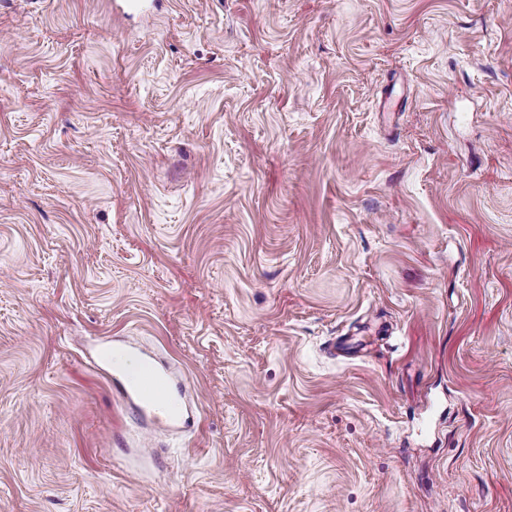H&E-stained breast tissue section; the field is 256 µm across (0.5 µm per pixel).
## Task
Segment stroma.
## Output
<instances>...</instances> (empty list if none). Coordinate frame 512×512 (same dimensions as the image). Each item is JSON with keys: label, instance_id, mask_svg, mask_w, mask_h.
Segmentation results:
<instances>
[{"label": "stroma", "instance_id": "35a3bbf8", "mask_svg": "<svg viewBox=\"0 0 512 512\" xmlns=\"http://www.w3.org/2000/svg\"><path fill=\"white\" fill-rule=\"evenodd\" d=\"M0 512H512V0H0ZM118 349L133 358L134 366L129 370L120 364L112 365L113 399L140 422L168 430L190 431L194 414L184 384L176 382L154 358L123 346ZM161 400L172 401L173 410L162 415Z\"/></svg>", "mask_w": 512, "mask_h": 512}]
</instances>
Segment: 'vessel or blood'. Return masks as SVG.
<instances>
[{"label":"vessel or blood","mask_w":512,"mask_h":512,"mask_svg":"<svg viewBox=\"0 0 512 512\" xmlns=\"http://www.w3.org/2000/svg\"><path fill=\"white\" fill-rule=\"evenodd\" d=\"M134 365L112 367V396L136 420L169 430L190 431L194 414L188 389L152 357L136 352Z\"/></svg>","instance_id":"b4317fda"}]
</instances>
